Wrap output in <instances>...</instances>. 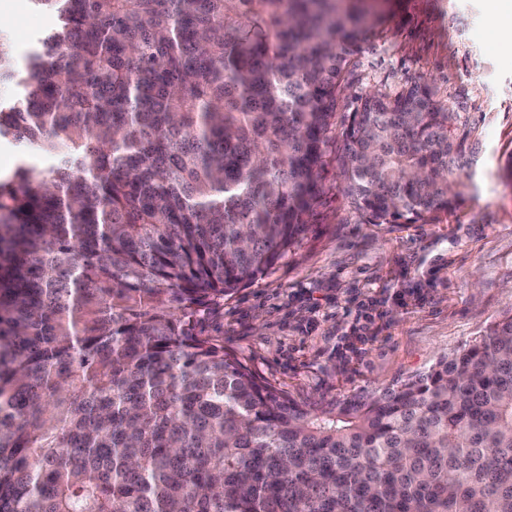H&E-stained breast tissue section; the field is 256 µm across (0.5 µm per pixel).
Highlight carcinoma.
<instances>
[{"mask_svg": "<svg viewBox=\"0 0 512 512\" xmlns=\"http://www.w3.org/2000/svg\"><path fill=\"white\" fill-rule=\"evenodd\" d=\"M0 137V512H512V312L376 395L309 405L206 336L301 247L456 207L476 123L360 82L376 0H32ZM23 158L38 170L46 171L48 169V163L39 151L31 149L29 146L16 144L10 139H0V172L9 173Z\"/></svg>", "mask_w": 512, "mask_h": 512, "instance_id": "1", "label": "carcinoma"}]
</instances>
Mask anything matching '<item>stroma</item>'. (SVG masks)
<instances>
[{
  "instance_id": "1",
  "label": "stroma",
  "mask_w": 512,
  "mask_h": 512,
  "mask_svg": "<svg viewBox=\"0 0 512 512\" xmlns=\"http://www.w3.org/2000/svg\"><path fill=\"white\" fill-rule=\"evenodd\" d=\"M381 14L360 45V89L427 80L443 104L482 115L478 161L435 224L358 223L329 164L326 204L297 254L225 296L207 335L303 402L391 386L512 311V39L485 0H383ZM0 23L21 67L56 19L25 0Z\"/></svg>"
}]
</instances>
